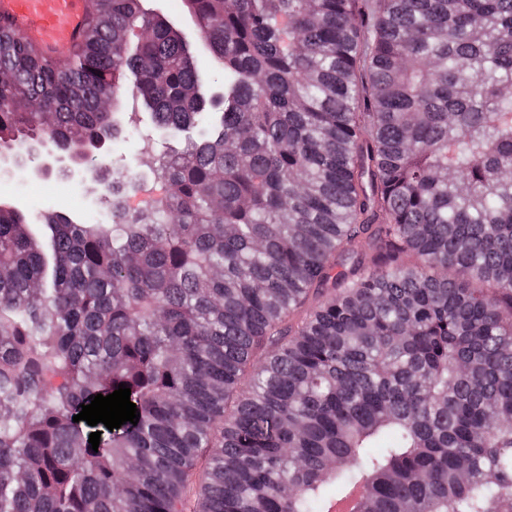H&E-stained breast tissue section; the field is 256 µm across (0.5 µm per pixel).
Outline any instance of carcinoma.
<instances>
[{
  "label": "carcinoma",
  "instance_id": "cac0c4a2",
  "mask_svg": "<svg viewBox=\"0 0 512 512\" xmlns=\"http://www.w3.org/2000/svg\"><path fill=\"white\" fill-rule=\"evenodd\" d=\"M184 3L217 105L140 0L55 57L0 19V178L107 201L0 204V512H184L204 448L198 512H512V0ZM128 83L178 149L115 168ZM48 157L60 168L69 169L64 156L48 152ZM60 168L54 167L44 175L33 171L27 178L0 180V199L28 210L56 208L73 219H78L89 206L90 195L86 192L85 183L77 176H69V181L60 191L57 187L61 183L57 179ZM37 188L44 193H36ZM61 195L64 200L63 206L59 201Z\"/></svg>",
  "mask_w": 512,
  "mask_h": 512
}]
</instances>
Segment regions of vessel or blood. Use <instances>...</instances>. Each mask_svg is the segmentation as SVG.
Segmentation results:
<instances>
[{"mask_svg":"<svg viewBox=\"0 0 512 512\" xmlns=\"http://www.w3.org/2000/svg\"><path fill=\"white\" fill-rule=\"evenodd\" d=\"M87 0H0V18L14 32L49 55L69 48L85 23Z\"/></svg>","mask_w":512,"mask_h":512,"instance_id":"b4317fda","label":"vessel or blood"}]
</instances>
